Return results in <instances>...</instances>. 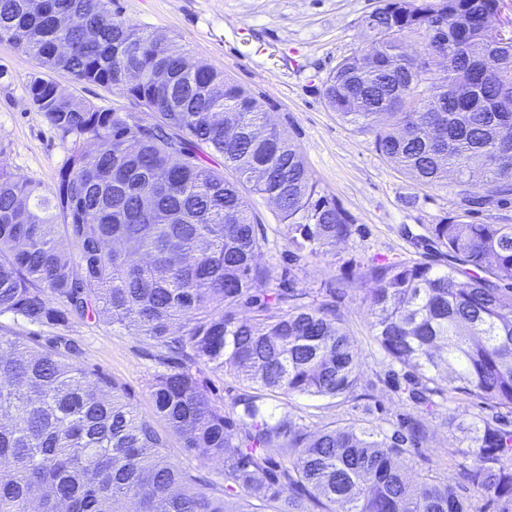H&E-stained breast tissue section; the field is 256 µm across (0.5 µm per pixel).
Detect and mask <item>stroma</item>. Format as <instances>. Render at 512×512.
Wrapping results in <instances>:
<instances>
[{"label":"stroma","mask_w":512,"mask_h":512,"mask_svg":"<svg viewBox=\"0 0 512 512\" xmlns=\"http://www.w3.org/2000/svg\"><path fill=\"white\" fill-rule=\"evenodd\" d=\"M116 5L131 23L175 38L191 59L206 61L259 98L299 148L313 180L340 203L356 227L351 238L337 242L319 262L294 261L277 209L267 199H250L267 231L259 263L271 266L275 275H286L289 287L335 289L361 364V400L280 396L270 401V409L301 416L316 428L361 418L395 424L416 416L417 407L385 379L386 367L368 332L358 273L374 260L423 258L413 236L443 216L462 214L458 189L452 183L416 184L377 154L371 132L341 121L321 94L337 62L370 43L363 19L381 0H116ZM35 66L29 55L0 43V69L7 72L0 79V164L49 190L72 141L30 108L26 88ZM0 334H18L38 346L55 335L70 339L82 367L108 377L140 413H152L156 350L142 337L112 327L107 316L73 319L54 328L2 313ZM477 413L490 417L496 410L464 396L439 409L426 439L404 462L407 477L416 479L429 466L438 479L456 483L455 453L470 447L465 425Z\"/></svg>","instance_id":"35a3bbf8"}]
</instances>
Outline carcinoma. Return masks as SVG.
<instances>
[{
	"mask_svg": "<svg viewBox=\"0 0 512 512\" xmlns=\"http://www.w3.org/2000/svg\"><path fill=\"white\" fill-rule=\"evenodd\" d=\"M500 2L384 0L366 16L370 50L323 82L328 108L418 184L455 174L469 213L512 201V40L485 24ZM112 4L0 0V42L36 59L31 108L74 137L49 192L0 166V314L62 325L107 313L160 348L164 370L145 415L63 337L40 348L0 335V512H486L478 498L512 512V428L496 417L468 425L455 486L430 469L412 485L400 464L459 395L512 413V225L445 216L426 231L448 270L394 257L359 273L371 338L426 417L393 432L274 417L265 404L280 395L358 398L359 364L336 290L271 285L247 194L276 200L296 261L353 224L252 93L203 61L186 68L183 46ZM413 34L425 36L419 55L403 48ZM443 48L448 65L429 68ZM457 70L472 75L464 99ZM56 73L119 92L149 121L60 94ZM207 154L223 165L203 164ZM201 365L242 383L230 405L210 396ZM171 434L222 463L219 495L173 461Z\"/></svg>",
	"mask_w": 512,
	"mask_h": 512,
	"instance_id": "carcinoma-1",
	"label": "carcinoma"
}]
</instances>
